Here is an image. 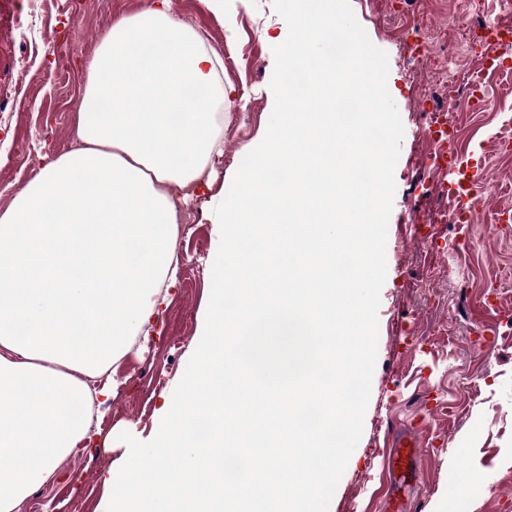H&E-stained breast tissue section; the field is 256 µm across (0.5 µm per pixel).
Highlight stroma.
I'll return each instance as SVG.
<instances>
[{
    "label": "stroma",
    "instance_id": "35a3bbf8",
    "mask_svg": "<svg viewBox=\"0 0 512 512\" xmlns=\"http://www.w3.org/2000/svg\"><path fill=\"white\" fill-rule=\"evenodd\" d=\"M74 14L67 0H0V211L36 175L37 162L76 147V126L87 66L114 19L143 10L147 0H91ZM465 0H349L370 41L388 57V91L404 126L394 171L388 223L387 272L380 292L378 357L362 437L329 512H380L389 483L383 457L398 431L420 424L424 444L415 481L404 493L406 512H512V290L493 292L499 269H512V240L487 234L484 224L446 222L437 187L441 174L424 168L421 129L429 91L439 76L409 67V45L429 30L454 32ZM177 20L199 31L224 61L222 161L202 184L169 186L178 221L179 278L167 290L155 334L137 341L115 368L116 386L92 422L96 436L64 460L52 483L32 499L46 512H100L112 493L113 461L126 451L127 431L154 435L203 334L212 265L220 243L215 207L228 192L239 161L263 139L274 105L272 49L288 26L273 0H224L216 16L206 0H170ZM494 87L480 110L453 112L461 128L462 159L489 160L486 183L474 193L486 220L512 205V150L498 139L512 119V72L490 75ZM495 308L482 322L474 313L486 298ZM469 482H456L460 469Z\"/></svg>",
    "mask_w": 512,
    "mask_h": 512
}]
</instances>
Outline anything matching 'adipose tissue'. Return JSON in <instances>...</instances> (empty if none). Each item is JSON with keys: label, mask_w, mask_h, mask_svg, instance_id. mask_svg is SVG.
Returning a JSON list of instances; mask_svg holds the SVG:
<instances>
[{"label": "adipose tissue", "mask_w": 512, "mask_h": 512, "mask_svg": "<svg viewBox=\"0 0 512 512\" xmlns=\"http://www.w3.org/2000/svg\"><path fill=\"white\" fill-rule=\"evenodd\" d=\"M223 70L168 0L118 18L88 67L78 146L0 211V512L89 440L64 404L101 406L103 377L149 336L178 273L167 188L199 184L221 141Z\"/></svg>", "instance_id": "adipose-tissue-1"}]
</instances>
